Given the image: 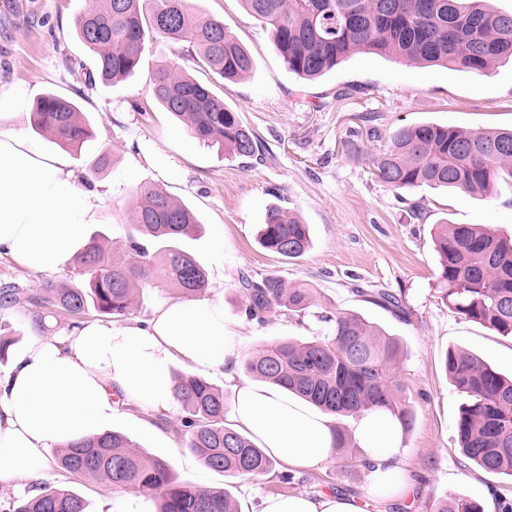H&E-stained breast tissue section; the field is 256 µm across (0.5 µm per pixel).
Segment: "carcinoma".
Returning <instances> with one entry per match:
<instances>
[{
    "mask_svg": "<svg viewBox=\"0 0 512 512\" xmlns=\"http://www.w3.org/2000/svg\"><path fill=\"white\" fill-rule=\"evenodd\" d=\"M246 11L270 32L288 72L315 79L361 52L392 55L409 65L452 67L485 73L512 62V12L486 0H242ZM76 32L90 51L102 80L116 84L130 76L150 36L187 45L199 62L221 78L238 80L255 60L224 23L198 12L191 0H90L76 17ZM153 94L201 142L231 155L258 150L254 133L208 86L169 67L159 71ZM35 126L61 147L76 148L89 137L77 105L53 93L35 106ZM378 179L393 189H459L492 197L500 179H512V129L468 131L422 123L395 129L382 152L372 156ZM197 224L194 213L163 190L136 192L129 235L120 250H109L100 234L76 256L80 286L47 281L42 295L11 284L0 287V304H46L77 316L129 315L143 291L167 284L183 297L208 288L204 269L174 246ZM259 244L297 259L312 246L309 225L277 204L267 208L257 232ZM438 291L458 313L503 336H512V238L482 224H443L436 234ZM244 313L260 323L286 311L302 316L316 303V290L293 287L277 275L239 280ZM373 301L404 311L393 293L373 291ZM324 336L278 338L249 354L242 369L250 377L280 386L336 417L387 410L402 427L411 425L413 405L399 371L401 344L361 315L339 308L319 316ZM446 375L467 403L457 424L462 453L488 474L512 477V377L482 358L449 350ZM173 392L185 416L180 431L186 447L208 468L226 477L257 478L275 462L248 437L226 425L224 390L195 374L175 377ZM57 464L84 481L121 491L149 494L156 512H240L231 491L179 483L170 465L149 458L126 435L102 432L71 443ZM10 512H86L71 490L42 488L17 500ZM434 512H483L463 496L440 500Z\"/></svg>",
    "mask_w": 512,
    "mask_h": 512,
    "instance_id": "1",
    "label": "carcinoma"
}]
</instances>
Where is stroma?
Listing matches in <instances>:
<instances>
[{"label": "stroma", "instance_id": "stroma-1", "mask_svg": "<svg viewBox=\"0 0 512 512\" xmlns=\"http://www.w3.org/2000/svg\"><path fill=\"white\" fill-rule=\"evenodd\" d=\"M220 19L256 62L246 78L228 81L200 67L185 47L149 41L134 74L116 85L98 76L92 55L79 39L75 18L85 0H0V84L23 80L36 96L48 92L76 102L91 135L70 150L76 170L102 185L100 221L109 248L124 244L137 189L153 186L182 201L200 228L180 248L205 270L208 284L224 291V317L235 323L246 351L276 338L324 334L315 317L278 313L266 322L248 320L238 292L241 276L274 273L288 283L316 288L322 306L357 312L399 339L401 374L415 407V419L401 434V462L421 483L400 502L366 500L367 472L357 445L345 458L294 468V482L277 477L227 478L184 450L179 432L182 407L145 413L120 406L112 431L127 435L147 455L169 462L177 481L228 487L241 512H259L263 498L276 494H344L360 499L365 512H429L442 497L465 496L485 503L488 494L512 489V477L480 471L461 452L457 424L465 395L443 369L447 350L482 356L497 372L512 375V337L470 321L441 301L436 291L437 225L485 224L512 235V184L499 182L493 197L444 189L394 190L373 174L372 154L403 125L434 123L464 130L512 128V64L478 76L450 68L417 67L394 56L358 53L319 79L289 73L269 30L251 17L240 0H192ZM179 65L208 85L238 113L259 138L262 154L242 158L190 136L165 112L153 94L157 72ZM110 166L96 171L101 155ZM296 211L310 227L311 250L286 261L262 248L256 238L268 206ZM224 235V256L215 258L210 241ZM73 284L71 265L48 275L31 274L0 256V283L39 292L43 280ZM397 294L405 309L396 316L372 302L367 291ZM52 321L57 332L70 322L57 308L0 306V334L31 338L35 322ZM38 486L77 491L88 512H106L108 486L72 476L49 462Z\"/></svg>", "mask_w": 512, "mask_h": 512}]
</instances>
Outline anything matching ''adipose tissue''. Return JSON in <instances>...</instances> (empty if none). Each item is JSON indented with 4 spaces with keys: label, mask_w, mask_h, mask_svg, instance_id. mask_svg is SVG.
<instances>
[{
    "label": "adipose tissue",
    "mask_w": 512,
    "mask_h": 512,
    "mask_svg": "<svg viewBox=\"0 0 512 512\" xmlns=\"http://www.w3.org/2000/svg\"><path fill=\"white\" fill-rule=\"evenodd\" d=\"M32 97L29 84L0 85V250L40 274L86 244L99 208L65 154L47 151L15 127L30 112ZM242 345L218 294L164 303L144 326L88 321L70 334L34 333L0 374V487L38 477L53 450L110 426L120 400L147 411L174 410V362L233 378ZM235 390L230 419L276 462L316 467L333 459L335 416L267 382H242ZM352 437L365 452L372 498L412 494L414 481L399 464L394 415L362 414ZM260 512L363 510L339 495L288 494L267 497Z\"/></svg>",
    "instance_id": "obj_1"
}]
</instances>
